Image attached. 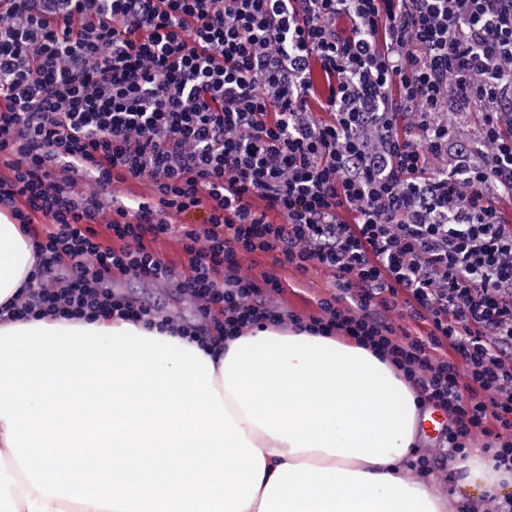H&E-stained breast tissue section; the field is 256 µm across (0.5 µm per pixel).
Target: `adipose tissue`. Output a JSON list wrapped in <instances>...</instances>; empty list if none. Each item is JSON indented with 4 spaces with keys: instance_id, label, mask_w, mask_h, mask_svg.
I'll list each match as a JSON object with an SVG mask.
<instances>
[{
    "instance_id": "ef3b65f1",
    "label": "adipose tissue",
    "mask_w": 512,
    "mask_h": 512,
    "mask_svg": "<svg viewBox=\"0 0 512 512\" xmlns=\"http://www.w3.org/2000/svg\"><path fill=\"white\" fill-rule=\"evenodd\" d=\"M34 265L0 213V310ZM415 430L402 375L340 338L0 317V512H442Z\"/></svg>"
}]
</instances>
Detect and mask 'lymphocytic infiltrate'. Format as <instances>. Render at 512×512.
<instances>
[{
  "label": "lymphocytic infiltrate",
  "mask_w": 512,
  "mask_h": 512,
  "mask_svg": "<svg viewBox=\"0 0 512 512\" xmlns=\"http://www.w3.org/2000/svg\"><path fill=\"white\" fill-rule=\"evenodd\" d=\"M316 65L338 79L327 122ZM452 90L491 150L459 148L450 172ZM509 107L512 0H0V212L38 259L12 315L350 339L448 417L411 471L444 483L476 452L511 478L512 225L493 202L512 198ZM128 181L141 194L117 199ZM166 236L182 263L154 249ZM254 254L326 271L317 314L276 305L278 277L241 276ZM117 274L181 288L196 324L115 296ZM401 305L427 333L395 324Z\"/></svg>",
  "instance_id": "lymphocytic-infiltrate-1"
}]
</instances>
